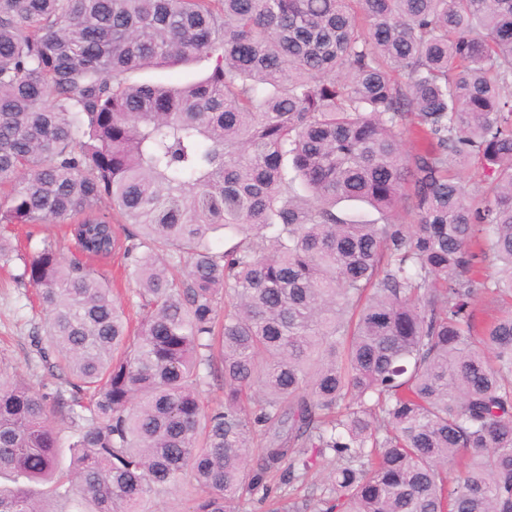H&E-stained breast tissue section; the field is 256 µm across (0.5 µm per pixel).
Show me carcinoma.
Listing matches in <instances>:
<instances>
[{
    "instance_id": "carcinoma-1",
    "label": "carcinoma",
    "mask_w": 512,
    "mask_h": 512,
    "mask_svg": "<svg viewBox=\"0 0 512 512\" xmlns=\"http://www.w3.org/2000/svg\"><path fill=\"white\" fill-rule=\"evenodd\" d=\"M506 87L512 0H0V226L77 252L24 261L62 382L0 366V512H239L319 462L272 512H512V306L471 309L512 297ZM207 73L208 63L204 60H201L194 62L186 67L177 66L135 74L132 79L138 82L154 81L179 83L192 79H201L205 77ZM20 253L28 258L36 248L42 247L44 240L53 246L66 258L70 259L74 249L68 237H64L57 224H15L7 229ZM90 270H94L99 276H103L113 283L114 288H117L120 293L115 294L117 301L121 302L124 307L131 305L132 295L135 284L129 280L126 271L124 270L123 260L120 254L112 256L108 260H88ZM194 496L193 486L190 484L180 485L155 500L154 512H187Z\"/></svg>"
}]
</instances>
